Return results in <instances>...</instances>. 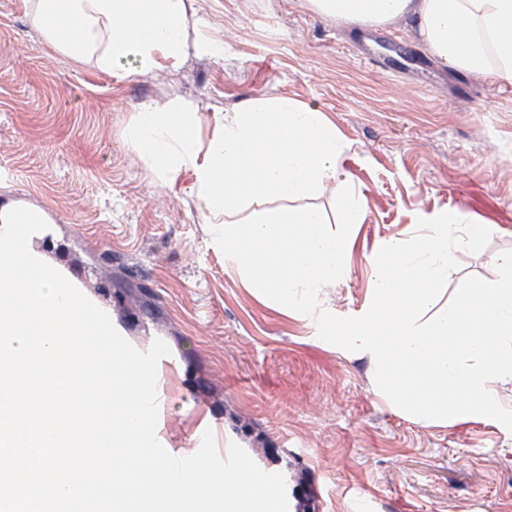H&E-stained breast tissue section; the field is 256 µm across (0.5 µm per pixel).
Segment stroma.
<instances>
[{
	"label": "stroma",
	"instance_id": "1",
	"mask_svg": "<svg viewBox=\"0 0 512 512\" xmlns=\"http://www.w3.org/2000/svg\"><path fill=\"white\" fill-rule=\"evenodd\" d=\"M186 4L204 22L190 40L223 41V57L192 50L120 79L45 44L25 0H0V207L41 210L32 250L138 350L168 345L157 430L172 455L199 449L206 415L220 453L238 444L284 475L289 512H512V436L415 422L368 358L257 300L210 247L191 174L160 180L126 137L147 100L198 103L201 140L216 113L255 98L318 105L366 206L349 270L320 301L355 316L373 299L368 256L421 217L491 232L481 252L458 251L446 295L495 277L494 257L512 250V85L440 65L401 22L350 25L307 0Z\"/></svg>",
	"mask_w": 512,
	"mask_h": 512
}]
</instances>
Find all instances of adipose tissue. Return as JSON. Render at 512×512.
Instances as JSON below:
<instances>
[{
  "label": "adipose tissue",
  "mask_w": 512,
  "mask_h": 512,
  "mask_svg": "<svg viewBox=\"0 0 512 512\" xmlns=\"http://www.w3.org/2000/svg\"><path fill=\"white\" fill-rule=\"evenodd\" d=\"M317 15L358 25H409L440 63L512 84V0H308ZM32 21L43 41L77 62L121 76L178 63L189 46L185 0H38ZM199 108L189 101L140 104L128 130L132 146L163 180L190 173L213 248L262 303L324 331L318 298L343 277L364 204L343 170L344 138L317 106L285 96L251 100L217 113L208 141L191 136ZM333 189L343 232L323 212L264 208ZM243 222H235L238 213Z\"/></svg>",
  "instance_id": "1"
}]
</instances>
